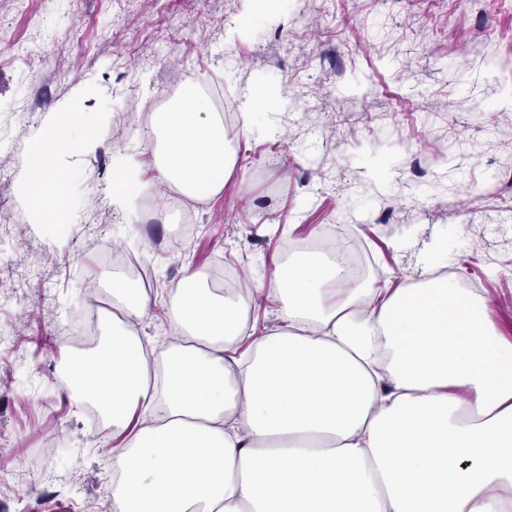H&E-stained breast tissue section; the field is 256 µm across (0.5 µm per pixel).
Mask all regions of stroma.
<instances>
[{
    "mask_svg": "<svg viewBox=\"0 0 512 512\" xmlns=\"http://www.w3.org/2000/svg\"><path fill=\"white\" fill-rule=\"evenodd\" d=\"M241 0H0V162L22 169L47 110L84 88L75 136L109 122L95 154L65 178L71 217L33 223L12 180L0 191V512H95L111 492V434L95 430L62 373L61 338L87 307V279L107 287L115 246L153 275L165 299L185 268L214 259L265 282L291 240L331 231L365 241L366 285L420 279L440 248L456 280H474L512 340V0H283L239 25ZM199 83L244 102L268 82L288 105L273 127L235 136L222 193L196 201L198 230L173 245L170 212L146 224L112 207L115 150L151 179L154 112ZM52 440L56 452L41 448Z\"/></svg>",
    "mask_w": 512,
    "mask_h": 512,
    "instance_id": "35a3bbf8",
    "label": "stroma"
}]
</instances>
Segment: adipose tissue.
I'll return each instance as SVG.
<instances>
[{
	"instance_id": "ef3b65f1",
	"label": "adipose tissue",
	"mask_w": 512,
	"mask_h": 512,
	"mask_svg": "<svg viewBox=\"0 0 512 512\" xmlns=\"http://www.w3.org/2000/svg\"><path fill=\"white\" fill-rule=\"evenodd\" d=\"M84 95L51 107L27 152L19 193L45 224L70 210L57 161L99 147L57 119ZM282 105L255 86L242 135L266 131ZM150 139L154 184L222 191L234 159L197 86L154 113ZM142 184L136 154L115 152L114 209L133 214ZM110 289L104 344L65 368L72 400L97 405L122 440L112 512H512V341L481 294L430 276L356 289L314 252L243 296L188 268L166 303L181 341L156 363L137 331L155 299L126 277ZM268 290L280 325L259 333L250 310Z\"/></svg>"
}]
</instances>
